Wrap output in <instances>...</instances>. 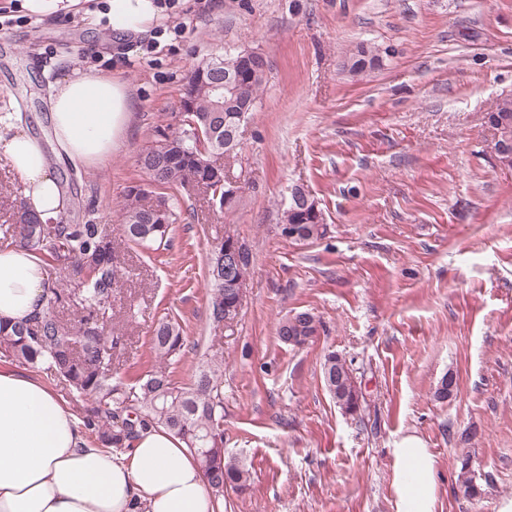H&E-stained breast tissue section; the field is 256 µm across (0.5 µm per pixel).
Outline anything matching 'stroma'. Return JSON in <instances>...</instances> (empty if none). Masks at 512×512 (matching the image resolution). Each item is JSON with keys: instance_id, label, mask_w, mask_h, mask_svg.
<instances>
[{"instance_id": "35a3bbf8", "label": "stroma", "mask_w": 512, "mask_h": 512, "mask_svg": "<svg viewBox=\"0 0 512 512\" xmlns=\"http://www.w3.org/2000/svg\"><path fill=\"white\" fill-rule=\"evenodd\" d=\"M107 10L77 0L32 17L0 0V105L31 133L47 136L34 118L75 68L124 81L133 102L111 160L57 161L65 224H118L192 67L243 49L268 63L227 166L244 185L235 206L220 217L202 191L180 195L170 245L149 258L112 238L127 382L153 368L150 327L167 313L186 337L175 382L222 363L224 446L250 481L221 512H394L390 451L409 436L438 459L437 512H498L512 499V169L496 166L485 115L512 96V0H174L154 28L121 33ZM154 38L162 52L140 56ZM360 45L379 64L355 76L345 63ZM298 185L328 225L302 245L276 233ZM228 234L251 265L238 318L216 327L206 254ZM300 310L322 330L298 348L277 328ZM330 351L352 363L361 415L324 386ZM465 457L484 489L472 500L458 491Z\"/></svg>"}]
</instances>
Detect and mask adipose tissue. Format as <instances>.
Wrapping results in <instances>:
<instances>
[{"label":"adipose tissue","mask_w":512,"mask_h":512,"mask_svg":"<svg viewBox=\"0 0 512 512\" xmlns=\"http://www.w3.org/2000/svg\"><path fill=\"white\" fill-rule=\"evenodd\" d=\"M116 31L155 25V0H109ZM123 82L79 69L52 86L49 121L62 158L97 165L111 158L129 121ZM0 157L19 176L29 206L55 223L66 208L56 170L19 113L0 108ZM47 275L31 252L0 249V321L15 323L45 304ZM395 512H436L438 461L415 438L391 451ZM0 512H215L203 474L184 443L155 429L131 452L89 446L81 422L39 380L0 370Z\"/></svg>","instance_id":"ef3b65f1"}]
</instances>
